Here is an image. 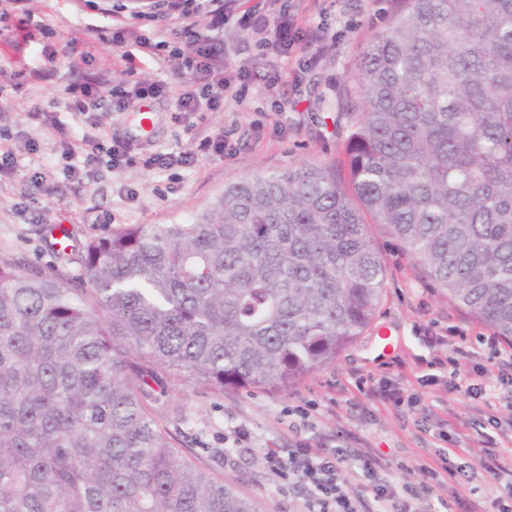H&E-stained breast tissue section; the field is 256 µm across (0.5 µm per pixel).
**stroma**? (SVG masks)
Returning <instances> with one entry per match:
<instances>
[{
	"instance_id": "35a3bbf8",
	"label": "stroma",
	"mask_w": 512,
	"mask_h": 512,
	"mask_svg": "<svg viewBox=\"0 0 512 512\" xmlns=\"http://www.w3.org/2000/svg\"><path fill=\"white\" fill-rule=\"evenodd\" d=\"M254 3L239 0L218 33L225 77L234 78L241 66L250 72L225 94L223 111L177 112L167 97H158L147 103L152 129L142 135V99L131 97L123 109L95 113L86 123L66 109L61 93L86 76L120 80V51L104 37L115 28L143 33L154 0H143L139 8L132 0H29L31 25L47 28L31 39L18 28L19 14L0 0V135L17 157L15 167L0 170V262L52 264L51 231L59 225L84 241L130 224L188 222L230 183L342 160L351 78L367 44L392 21L396 0H287L300 32L324 33L314 54L301 42L289 52L257 44L242 23L243 11ZM73 40L88 50L85 63L74 71L48 69L46 54L63 51ZM35 70L44 71V79L23 81V74ZM37 111L43 119H34ZM204 129L224 135L228 153L192 167L146 166L151 156L188 148ZM104 135L131 141L133 163L82 167V138ZM70 148L76 154L69 161ZM68 161L78 168L70 178L61 172ZM47 168L55 176L40 179ZM372 236L387 271L384 295L370 328L335 362L285 392L170 385L157 407L175 447L202 458L263 512L308 510L302 485L275 476L264 457L266 449L288 447L299 434L335 439L352 454L375 457L397 485L420 483L422 466L451 448L474 449L486 436L496 437L500 455L512 458V407L448 390L452 380L464 387L472 383L476 364L497 380L496 363L477 341L488 326L449 303L392 237L378 229ZM458 332L466 334L472 357L454 376L435 367V359L450 351L431 338ZM369 376L400 391L401 404L360 393L357 380ZM298 406L308 409V421L294 415ZM492 415L498 426L489 424ZM235 427L249 439L232 448L224 433Z\"/></svg>"
}]
</instances>
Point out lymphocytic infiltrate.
Wrapping results in <instances>:
<instances>
[{"mask_svg": "<svg viewBox=\"0 0 512 512\" xmlns=\"http://www.w3.org/2000/svg\"><path fill=\"white\" fill-rule=\"evenodd\" d=\"M166 11L153 15L150 32L127 42L123 30H116L110 42L122 50L125 63L123 74L134 79L138 62L143 57H165L180 61L191 73V89H178L173 97L179 112H194L199 100H206L210 111H220L224 105V48L212 38V31L222 29L226 0H167ZM175 18L183 34L194 37L195 50L182 56L172 45L168 18ZM158 86L136 83L133 89L122 86L104 87L96 80L71 83L64 87L65 104L70 111L87 115L103 109L124 107L128 95L154 96ZM479 468L490 484L504 488L505 499L499 500L498 512H512V461L498 455L493 439L482 440ZM455 450L440 454L435 464L425 466V479L419 488H396L377 477V462L367 456L355 457L340 447L327 448L310 438L298 437L289 448H271L266 453L269 469L282 478H292L308 488L316 504V512H413L412 503L420 498L436 500L447 506L455 496L456 487L465 477L463 464L457 461Z\"/></svg>", "mask_w": 512, "mask_h": 512, "instance_id": "lymphocytic-infiltrate-1", "label": "lymphocytic infiltrate"}]
</instances>
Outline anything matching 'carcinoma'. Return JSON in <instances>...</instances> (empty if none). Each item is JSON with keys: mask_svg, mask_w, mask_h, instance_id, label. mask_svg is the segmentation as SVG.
Masks as SVG:
<instances>
[{"mask_svg": "<svg viewBox=\"0 0 512 512\" xmlns=\"http://www.w3.org/2000/svg\"><path fill=\"white\" fill-rule=\"evenodd\" d=\"M354 97L345 175L0 264V512H261L172 446L157 390L286 391L336 360L381 303L372 223L512 341V0H398Z\"/></svg>", "mask_w": 512, "mask_h": 512, "instance_id": "obj_1", "label": "carcinoma"}]
</instances>
